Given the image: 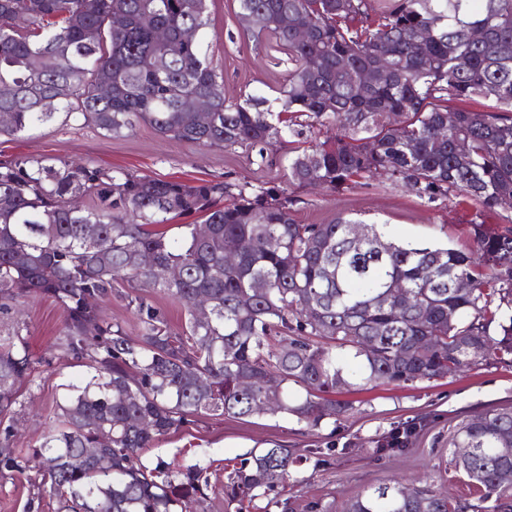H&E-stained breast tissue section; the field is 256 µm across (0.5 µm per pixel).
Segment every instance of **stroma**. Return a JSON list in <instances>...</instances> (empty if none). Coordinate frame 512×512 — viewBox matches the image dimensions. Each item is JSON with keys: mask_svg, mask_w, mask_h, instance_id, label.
Here are the masks:
<instances>
[{"mask_svg": "<svg viewBox=\"0 0 512 512\" xmlns=\"http://www.w3.org/2000/svg\"><path fill=\"white\" fill-rule=\"evenodd\" d=\"M239 10L238 0H211L204 46L224 79L227 99H275L288 74V58L275 45L249 38L239 24ZM293 149L281 139L268 146L262 158L254 148H203L179 142L144 124L130 136L111 138L61 114L23 136L0 138V159H82L138 176L271 182L282 187L288 184L286 166ZM294 195L292 215L300 224H326L343 216L380 225L396 241L451 246L470 242L471 204L457 199L431 203L382 178L359 179L337 193L303 187ZM63 320L60 305L48 298L28 301L20 316L0 312V334L21 330L38 361L33 380L21 391L10 417V446L22 460L42 443L53 424L55 404L68 386L82 385L86 378V367L58 345ZM345 398L352 402V410L317 429L269 416H194L179 431L156 441L142 459L150 466L164 461L202 468L207 481L205 512H224L225 459L276 443L301 451L328 447L332 453L323 462L313 456L304 461L299 478L281 487L278 504L269 505L267 512H342L346 501L388 480L410 482L430 476L444 495L464 498L472 492L467 478L451 470L439 481L436 469L449 462L448 440L462 421L492 408L512 407V363L493 361L456 376L400 387L377 383L346 393ZM417 419L423 426L409 451L382 457L374 453L372 439ZM40 482L34 469L13 478L0 476V512H27Z\"/></svg>", "mask_w": 512, "mask_h": 512, "instance_id": "1", "label": "stroma"}]
</instances>
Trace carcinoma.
<instances>
[{
    "mask_svg": "<svg viewBox=\"0 0 512 512\" xmlns=\"http://www.w3.org/2000/svg\"><path fill=\"white\" fill-rule=\"evenodd\" d=\"M239 4L254 41L274 39L293 62L277 112L264 98H225L202 40L209 0H0V137L59 110L113 138L145 124L198 146L257 147L261 157L286 134L309 144L288 158V183L338 192L379 175L431 203L463 196L475 208L473 246L396 242L376 224L357 243L349 218L296 223V199L275 185L0 159V311L22 298L54 299L65 313L60 345L89 369L29 459L56 460L44 476L56 512H200V469L142 461L191 416L271 415L316 427L351 409L336 394L443 379L512 356V217L496 229L479 221L512 201V0ZM476 28L481 41L470 36ZM298 29L309 37L298 40ZM418 30L428 34L419 48ZM349 67L376 71L369 95L346 79ZM189 98L208 101L209 123L197 121ZM475 98L494 105L463 107ZM326 122L336 134L312 140ZM83 196L92 204L74 207ZM182 217L193 221L176 225V236L159 229ZM198 224L211 225L207 239ZM236 249V263L225 265ZM171 267L180 279L162 276ZM460 278L471 288H455ZM257 281L266 284L260 293ZM150 293L184 306L181 329ZM199 298L209 303L205 322L195 316ZM114 299L133 315L134 332L102 309ZM34 371L20 331L0 337L1 417ZM244 374L255 378L248 390L238 384ZM416 431L414 422L392 429L375 452L408 450ZM450 453L477 501L391 479L346 512H512V479L503 478L512 472V408L461 423ZM302 460L283 446L230 459L225 502L241 512L270 498ZM23 470L1 447L0 475Z\"/></svg>",
    "mask_w": 512,
    "mask_h": 512,
    "instance_id": "cac0c4a2",
    "label": "carcinoma"
}]
</instances>
